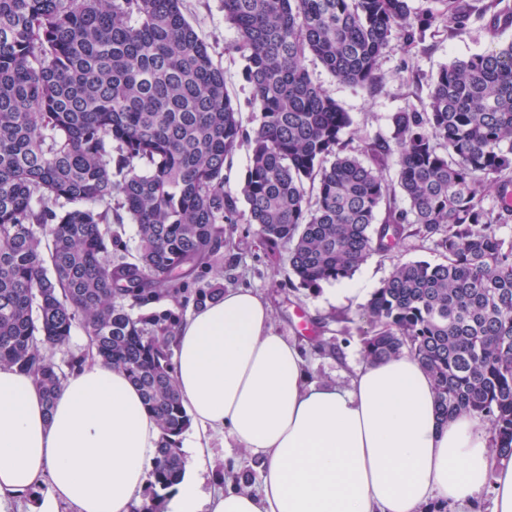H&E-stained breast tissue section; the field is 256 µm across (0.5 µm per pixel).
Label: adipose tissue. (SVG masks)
<instances>
[{
  "label": "adipose tissue",
  "mask_w": 512,
  "mask_h": 512,
  "mask_svg": "<svg viewBox=\"0 0 512 512\" xmlns=\"http://www.w3.org/2000/svg\"><path fill=\"white\" fill-rule=\"evenodd\" d=\"M271 321L258 294L230 288L180 325L194 461L221 432L260 457L261 479L206 492L199 475L184 477L166 512H512V461L475 417L439 423L417 359L363 364L343 386L315 381ZM159 434L118 370L86 367L49 406L29 376L0 367V512L40 485L36 512H130Z\"/></svg>",
  "instance_id": "ef3b65f1"
}]
</instances>
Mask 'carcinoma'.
<instances>
[{
  "label": "carcinoma",
  "mask_w": 512,
  "mask_h": 512,
  "mask_svg": "<svg viewBox=\"0 0 512 512\" xmlns=\"http://www.w3.org/2000/svg\"><path fill=\"white\" fill-rule=\"evenodd\" d=\"M426 3L224 0L225 51L244 60L257 105L248 130L181 0H0V367L31 377L48 407L89 361L139 389L160 437L131 512H164L184 474L182 296L224 258V225L240 217L226 168L243 143L247 223L286 252L299 287L347 279L409 236L433 245L442 261L397 264L363 308L364 358L419 360L440 423L476 415L512 458V238L496 233L512 223V41L441 68L423 111L394 115L393 141L354 153L349 114L304 66L312 56L373 94L393 39L413 51L441 28L512 26V0ZM127 223L137 256L114 262ZM223 293L197 288L194 303ZM161 297L172 307L131 314Z\"/></svg>",
  "instance_id": "carcinoma-1"
}]
</instances>
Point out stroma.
<instances>
[{"instance_id": "35a3bbf8", "label": "stroma", "mask_w": 512, "mask_h": 512, "mask_svg": "<svg viewBox=\"0 0 512 512\" xmlns=\"http://www.w3.org/2000/svg\"><path fill=\"white\" fill-rule=\"evenodd\" d=\"M183 14L208 43L214 62L223 67L226 89L240 111L242 124L252 128L256 107L242 78L244 62L225 50L234 31L224 20L223 0H184ZM511 41L512 27L493 34L481 21L472 22L465 31L454 36L439 33L428 39L423 52H406L400 42L391 41L381 59L380 69L385 81L374 94L339 83L314 58H307L305 67L312 80L348 112L352 121L349 132L354 145L358 146L375 136L391 138L395 113L422 110L430 85L443 66ZM224 235L230 240L229 248L224 251V269L208 271L205 282L220 281L225 287L248 288L262 296L271 307L275 331L289 339H299L306 327L322 328L324 336L334 339L336 350L322 353L310 344H303L304 367L311 379L340 385L346 384L353 368L364 361L362 338L369 325L362 318L361 309L390 275L394 265L411 260L436 262L440 259L431 244L407 238L390 255L370 257L349 280L353 295L337 299L327 283L315 291L293 287L286 262L268 254L259 245L254 225L243 220L228 224ZM236 475L247 479L251 486H258L259 461L232 440L215 435L207 467L201 474L204 489H211L220 479L229 480Z\"/></svg>"}]
</instances>
